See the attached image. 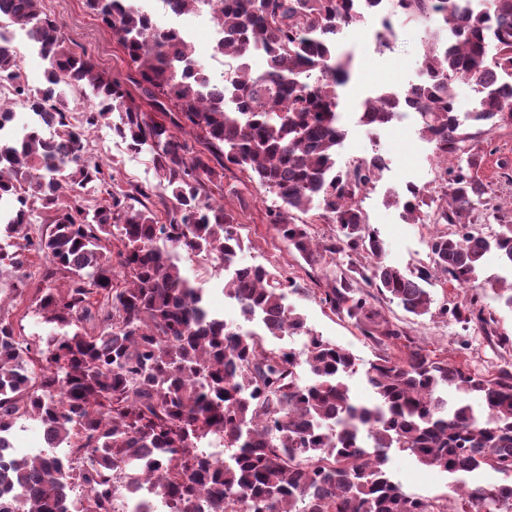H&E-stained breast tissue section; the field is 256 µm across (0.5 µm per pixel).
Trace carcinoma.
<instances>
[{
  "mask_svg": "<svg viewBox=\"0 0 512 512\" xmlns=\"http://www.w3.org/2000/svg\"><path fill=\"white\" fill-rule=\"evenodd\" d=\"M384 3L425 32L412 105L444 169L436 194L408 183L410 197L393 198L405 221L446 227L430 239L431 266L414 271L383 262V242L361 208L377 166L359 159L336 167L346 135L337 88L349 81L351 61L336 55L338 34ZM85 4L124 49L142 96L74 53L39 0H0V35L21 31L47 61L42 87L16 84L20 58L0 43V79L59 134L46 140L30 123L20 136L0 137V288L24 298L31 251L45 258L49 283L36 299L38 331L24 336L0 312V439L25 418L41 424L49 446H67L62 457H19L0 444V512H113L121 481L143 477L169 512H445L394 481L393 454L451 475L504 476L469 488L458 512L512 506V371L486 376L419 346L359 365L305 329L287 304L298 291L292 279L242 262L239 224L208 194L235 166L274 196L267 221L288 245L312 258L348 257L320 301L376 346L409 333L373 307L370 289L421 317L431 313L428 285L439 277L470 292L468 304L445 303L439 313L511 345L486 299L490 289L512 309V283L481 274L492 250L512 267V214L491 203L477 176L486 151L471 127L512 129V91L499 87L512 86V0H218L211 14L224 32L215 45L222 82L197 65L186 34L153 24L148 6ZM256 53L268 62L260 73L248 65ZM459 79L479 94L464 114L452 92ZM67 89L94 99L77 125ZM406 104L396 94L379 107L368 99L359 122L383 128ZM106 121L128 150L150 154L167 223L141 201L143 190H109L112 165L87 156L86 130ZM184 130L205 151L191 153L178 136ZM90 187L108 198L90 202ZM480 206L498 223L490 236L465 221ZM36 210L47 227L34 240L24 229ZM318 222L336 225L320 245L308 231ZM179 250L224 264L225 296L247 320L268 315L261 331L211 314ZM59 275L64 288L53 285ZM298 333L308 336L299 361L267 344ZM358 372L369 401L350 395L347 378ZM211 436L229 453L222 465L202 451Z\"/></svg>",
  "mask_w": 512,
  "mask_h": 512,
  "instance_id": "cac0c4a2",
  "label": "carcinoma"
}]
</instances>
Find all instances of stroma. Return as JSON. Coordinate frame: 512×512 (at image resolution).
Segmentation results:
<instances>
[{"mask_svg": "<svg viewBox=\"0 0 512 512\" xmlns=\"http://www.w3.org/2000/svg\"><path fill=\"white\" fill-rule=\"evenodd\" d=\"M42 10L61 22L73 51L88 52L99 69L111 77L127 80L130 73L127 56L89 13L85 0H42ZM381 21V16H367L360 25L345 29L340 39L341 49L352 56V78L339 90L347 135L337 150L336 160L344 166L353 158H368L377 152L391 158L390 168L381 171L374 186L361 195V206L371 227L385 242L384 262L412 270L429 265L428 241L434 228L429 224L406 223L400 208L389 202L388 195L409 182L428 190L436 186L439 172L433 147L419 138L416 122H398L374 131L360 124L359 114L365 100L384 91L401 90L416 80L424 31L418 26L397 24L395 38L379 47L374 34L380 30ZM88 140L89 157L115 164L116 186L127 190L134 186L150 189L156 185L150 155L127 151L107 126L91 128ZM492 145L497 152L486 156L479 176L489 184L497 202L505 205L512 202V184L502 177L497 160L512 159V131L495 134ZM271 200L270 194L248 182L237 167L225 169L223 204L236 209L239 215L245 261L288 271L299 286L289 301L303 316L307 328L345 347L363 362L377 360L383 354L382 348L365 341L350 319L332 313L319 300L330 273L344 263V256L309 262L289 248L267 222L266 209ZM180 266L197 287L203 288L216 315L242 323L237 304L224 294V271L216 262L184 255ZM373 304L383 315L403 326L416 344L449 363L466 362L486 375L497 373L503 366L512 367V347L499 348L483 334L464 330L461 324L438 313L416 317L381 295L374 298ZM390 469L406 493L436 499L445 505L457 504L451 476L422 466L409 456L392 457Z\"/></svg>", "mask_w": 512, "mask_h": 512, "instance_id": "35a3bbf8", "label": "stroma"}]
</instances>
